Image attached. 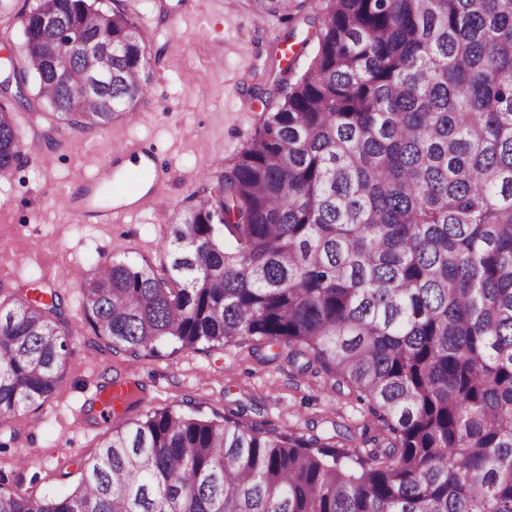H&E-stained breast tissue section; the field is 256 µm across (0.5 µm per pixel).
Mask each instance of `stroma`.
<instances>
[{
	"mask_svg": "<svg viewBox=\"0 0 512 512\" xmlns=\"http://www.w3.org/2000/svg\"><path fill=\"white\" fill-rule=\"evenodd\" d=\"M147 44L151 73L137 105L138 122L102 132L71 130L49 147L39 136L46 118L20 115L23 160L0 173V289L25 295L55 289L68 304L75 335L60 388L40 407L0 423V486L70 493L80 465L110 425L90 398L113 379L133 381L150 410L198 408L206 415L243 411L247 422L292 437H334L349 427V447L362 448L371 416L349 389L335 390L305 357L258 341L240 345L174 346L132 356L112 353L94 335L80 307V285L111 258L162 270L161 246L170 222L193 206L202 174L221 173L275 111L280 70L295 57L297 73L310 59L300 42L313 30L301 18L256 14L251 0H121ZM144 141L168 166L162 208L109 224L86 223L67 209L69 191L93 179L110 144Z\"/></svg>",
	"mask_w": 512,
	"mask_h": 512,
	"instance_id": "35a3bbf8",
	"label": "stroma"
}]
</instances>
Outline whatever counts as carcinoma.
Segmentation results:
<instances>
[{"mask_svg":"<svg viewBox=\"0 0 512 512\" xmlns=\"http://www.w3.org/2000/svg\"><path fill=\"white\" fill-rule=\"evenodd\" d=\"M20 25L1 173L22 158L18 111L54 113L55 145L129 116L150 79L120 0H36ZM314 26L307 71L280 69L281 105L168 225L165 273L106 259L80 305L133 356L255 338L307 356L385 436L350 454L236 415L126 422L136 384L71 493L0 490V512H512V0H324ZM60 32L112 48V77L92 83L86 54L50 72ZM71 339L56 293L0 299V420L59 389Z\"/></svg>","mask_w":512,"mask_h":512,"instance_id":"obj_1","label":"carcinoma"}]
</instances>
